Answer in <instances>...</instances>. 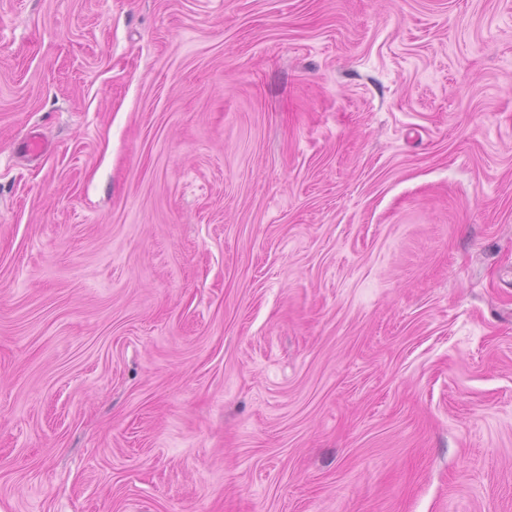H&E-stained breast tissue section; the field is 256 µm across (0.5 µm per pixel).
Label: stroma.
I'll use <instances>...</instances> for the list:
<instances>
[{
  "instance_id": "obj_1",
  "label": "stroma",
  "mask_w": 512,
  "mask_h": 512,
  "mask_svg": "<svg viewBox=\"0 0 512 512\" xmlns=\"http://www.w3.org/2000/svg\"><path fill=\"white\" fill-rule=\"evenodd\" d=\"M0 512H512V0H0Z\"/></svg>"
}]
</instances>
